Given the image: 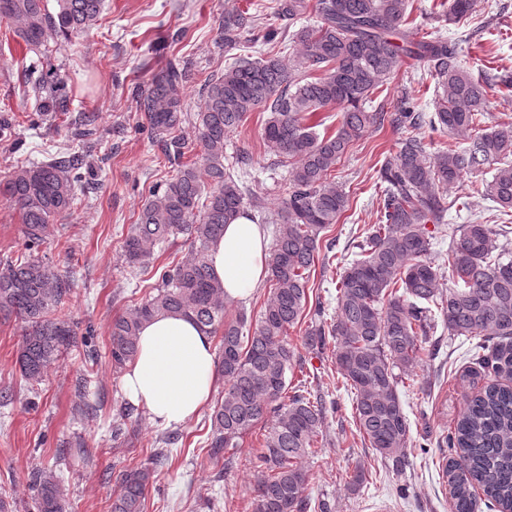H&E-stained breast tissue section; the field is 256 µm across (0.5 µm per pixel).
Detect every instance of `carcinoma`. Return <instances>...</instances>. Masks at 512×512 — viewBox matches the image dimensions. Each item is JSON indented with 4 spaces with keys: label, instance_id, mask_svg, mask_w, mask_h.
Returning <instances> with one entry per match:
<instances>
[{
    "label": "carcinoma",
    "instance_id": "cac0c4a2",
    "mask_svg": "<svg viewBox=\"0 0 512 512\" xmlns=\"http://www.w3.org/2000/svg\"><path fill=\"white\" fill-rule=\"evenodd\" d=\"M0 0V17L17 25L16 36L36 49L56 36L86 33L100 20L103 0ZM475 0H449L446 20L464 23ZM409 0H279L276 14L298 49L291 62L276 53L256 60L232 59L224 71L204 81L201 111L196 114L194 144L182 136L186 114L178 95L188 72L168 62L149 83L132 87L148 130L162 144L176 173L149 191L123 248L126 264L136 270L164 254L171 239L183 235L189 257L157 268L151 291L128 312L112 320V364L122 370L138 352L142 325L158 314L185 315L211 334L221 333L217 372L224 388L210 412V458L224 462L218 478L235 463L239 440L257 424L269 426L262 451L253 463L256 483L252 512H306L308 474L302 462L313 454L322 432L325 403L300 390L287 395L288 371L295 347L288 332L304 319L308 282L319 258L323 233L340 221L349 206L345 189L330 180L351 143L371 127L388 124L405 133L379 169L382 186L377 223L358 242V257L341 267L336 310L325 318L316 303L317 322L305 344L333 343L337 374L354 395L355 426L363 441L402 475L409 466L406 448L411 428L401 399L405 382L415 385L423 356V338L441 316L448 340L481 338L474 347L470 376L486 385L466 400L454 432L448 434V477L452 512H476L477 490L502 512H512V253L509 224L448 226V258L435 263L429 224H442L448 189L465 174L492 169L491 179L471 182V194L512 214V127H483L487 81L461 66L439 31L413 37L405 29ZM320 22L291 30L309 13ZM247 20L224 17V49L248 39ZM411 59L438 79L442 93L433 112L406 99L398 112L378 105L373 95ZM58 74L34 82L37 112L65 110L53 87ZM341 110L332 134H319L308 121L331 107ZM268 113L263 139L288 167V196L276 215L242 182L245 157L227 156L225 139L250 112ZM428 127L464 134L472 145L434 154L416 131ZM198 150L196 159L184 160ZM83 174L74 153L15 168L0 194L19 211L27 247L40 246L50 221L70 211ZM246 214L274 225L268 277L272 283L253 331L242 311L227 315L224 287L213 276L209 251L224 236V225ZM456 279L438 288L443 275ZM70 284L38 257L0 267V314L24 323L17 350L22 378L34 387L62 353L78 343L65 307ZM91 380L75 390L73 417L89 413ZM156 467H125L117 475L111 512H145ZM34 512H66L61 479L53 469L30 477Z\"/></svg>",
    "mask_w": 512,
    "mask_h": 512
}]
</instances>
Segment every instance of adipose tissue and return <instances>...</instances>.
Instances as JSON below:
<instances>
[{"label": "adipose tissue", "instance_id": "obj_1", "mask_svg": "<svg viewBox=\"0 0 512 512\" xmlns=\"http://www.w3.org/2000/svg\"><path fill=\"white\" fill-rule=\"evenodd\" d=\"M269 243L262 225L238 216L210 252L213 273L232 303L248 301L267 276ZM216 374L209 333L193 320L162 314L144 323L139 352L124 370L126 398L144 407L156 425L178 427L207 403Z\"/></svg>", "mask_w": 512, "mask_h": 512}]
</instances>
